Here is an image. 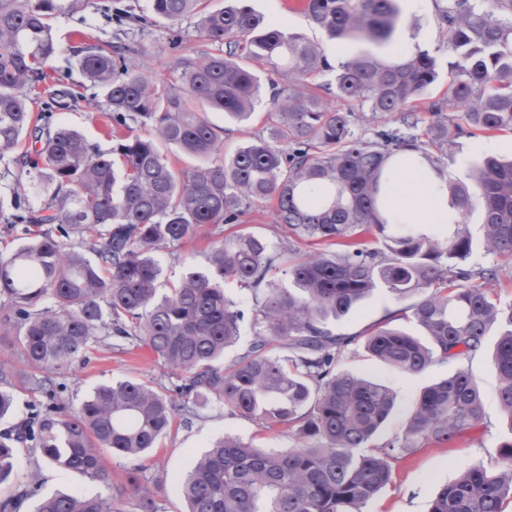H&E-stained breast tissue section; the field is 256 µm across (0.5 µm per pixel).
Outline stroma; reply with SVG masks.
<instances>
[{"label": "stroma", "mask_w": 512, "mask_h": 512, "mask_svg": "<svg viewBox=\"0 0 512 512\" xmlns=\"http://www.w3.org/2000/svg\"><path fill=\"white\" fill-rule=\"evenodd\" d=\"M254 10L263 15L269 25L284 32L297 33L319 42L327 56L342 53L351 57L359 50L357 44L348 42L336 47L325 34L315 29L304 11L285 8L282 0H250ZM441 0H399L400 16L394 34L393 48L382 49L384 59H392L394 49L412 50L423 48L434 52L439 60L440 77L432 87V95H440L447 85L448 52L445 36L439 22L438 8ZM91 27L102 39H111L116 25L110 17L87 7L81 11L58 16L54 21V36L64 51L51 61L52 67L68 73L74 84L84 85V98L67 110L52 112L50 121L55 125H66L81 132L101 151H110L112 135L106 125L102 111L105 100L101 90L87 84L65 48L74 31ZM168 23H153L146 29L135 32L133 39L144 47L138 58L140 67L148 71L157 83H165L169 75L172 56L168 50ZM512 156V135H493L482 142L460 137L459 147L453 158L445 159L442 167L450 178L467 180L469 171L483 156ZM230 225L206 227L204 235L179 250L162 249L156 257L163 269L166 281L174 283L191 268L203 271L209 266L208 253L212 241L231 233ZM404 301L393 297L386 290H378L356 306L339 322L333 323L334 332L352 336L348 347L336 368L380 382L392 389L397 397L396 411L387 425L378 434V442H385L399 434L408 412L413 408L420 392L427 386L446 378L450 365H434L425 371L406 375L370 358L363 350L362 336L382 328H397L410 334H418L414 322L401 314ZM469 370L478 384L484 399L488 417L486 427L470 434L452 447L433 445L419 450L394 463L393 481L374 501L368 512H428L430 502L440 486L452 481L457 475L476 463L493 464L497 458V446L507 434V426L499 416L497 402L498 378L491 351L477 354L469 363ZM129 378L149 383L156 387H173L178 377L173 370L156 359L152 351L137 342H123L121 348L97 347L91 354L87 367L75 368L61 377L65 384V398L72 405L81 401L99 384ZM230 434L243 442L263 448H290L295 441L285 433H267L248 418L234 414L218 401H211L200 409L190 421L181 422L176 430L162 439L159 448L142 459L108 457L112 468L113 485H136L152 492L159 501L161 512H185L186 502L173 489L170 480L183 471L189 455L204 452L222 435Z\"/></svg>", "instance_id": "stroma-1"}]
</instances>
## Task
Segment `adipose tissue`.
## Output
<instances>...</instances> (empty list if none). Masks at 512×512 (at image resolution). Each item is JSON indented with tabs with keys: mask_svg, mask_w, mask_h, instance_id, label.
I'll return each instance as SVG.
<instances>
[{
	"mask_svg": "<svg viewBox=\"0 0 512 512\" xmlns=\"http://www.w3.org/2000/svg\"><path fill=\"white\" fill-rule=\"evenodd\" d=\"M388 207L400 224H451L458 218L448 205V177L421 165L393 169Z\"/></svg>",
	"mask_w": 512,
	"mask_h": 512,
	"instance_id": "obj_1",
	"label": "adipose tissue"
}]
</instances>
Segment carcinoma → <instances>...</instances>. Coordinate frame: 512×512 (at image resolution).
Listing matches in <instances>:
<instances>
[{"instance_id":"obj_1","label":"carcinoma","mask_w":512,"mask_h":512,"mask_svg":"<svg viewBox=\"0 0 512 512\" xmlns=\"http://www.w3.org/2000/svg\"><path fill=\"white\" fill-rule=\"evenodd\" d=\"M205 2L149 0L155 21L197 17L206 45L178 56L162 86L137 64L143 49L128 41L143 16L105 0L97 9L125 30L110 43L77 32L69 51L105 91L115 145L102 152L49 121L52 108L79 95L48 67L59 52L53 21L86 0H0V160L15 156L29 178L3 217L24 242L0 254V337L15 334L24 373L0 362V418L13 410L15 380L40 396L0 433V484L14 471L17 446L33 455L25 483L0 500V512L39 495L42 462L112 487L103 449L144 457L176 415L195 417L212 399L267 430L290 429L297 443L262 449L222 436L173 478L187 512H366L390 484L392 463L486 423L465 361L491 334L509 437L496 465L465 469L440 487L428 512H504L512 501V311L484 288L499 268L468 267L473 240L461 219L446 234L398 233L383 211L389 169L414 162L400 152L412 150L439 171L459 136L512 133V0L439 7L451 60L436 99L426 97L439 77L427 50L390 62L362 51L334 66L321 45L269 26L248 0H224L213 11ZM305 14L331 41L386 48L399 8L397 0H307ZM266 66L282 83L261 82ZM327 74L333 81H322ZM48 81L50 101L35 114L30 93ZM260 106L262 131L224 156L208 111L245 126ZM364 121L377 126L370 137L356 132ZM170 146L195 164L170 162ZM28 187L47 196L37 209ZM448 195L461 216L481 206L486 254L512 257V158H483L470 182H448ZM268 206L279 249L252 233L227 236L213 243L209 271L162 280L158 250ZM302 242L316 249H296ZM227 280L252 292L250 312L225 295ZM379 288L400 300L421 296L409 309L423 336L381 329L365 337L364 351L404 374L434 363L454 370L420 393L401 436L376 445L394 393L336 370L355 337L328 325ZM246 321L249 344L224 362ZM112 336L147 345L180 372V383L156 389L114 380L69 407L58 377L89 363L90 349ZM36 512L119 509L110 497L77 491L41 498Z\"/></svg>"}]
</instances>
